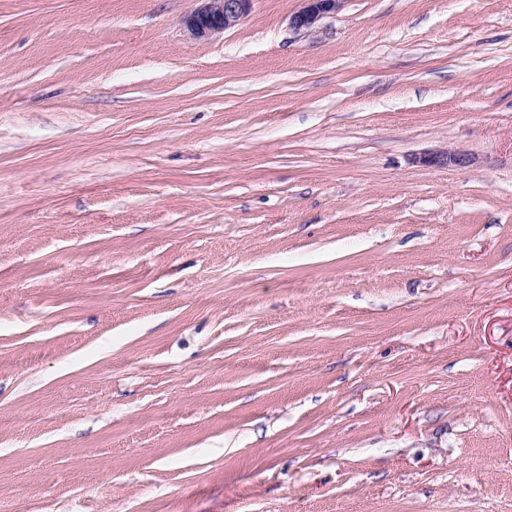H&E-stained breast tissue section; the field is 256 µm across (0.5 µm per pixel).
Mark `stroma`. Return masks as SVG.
I'll return each instance as SVG.
<instances>
[{"label":"stroma","mask_w":512,"mask_h":512,"mask_svg":"<svg viewBox=\"0 0 512 512\" xmlns=\"http://www.w3.org/2000/svg\"><path fill=\"white\" fill-rule=\"evenodd\" d=\"M302 5L0 0V512H512V0ZM204 4L188 14L183 24L195 39H206L239 24L251 0H198ZM305 5L291 17L295 30H309L325 15L336 12L344 0H303ZM423 165H451L459 168L468 167L472 163L470 155L462 150L424 154L419 158Z\"/></svg>","instance_id":"1"}]
</instances>
